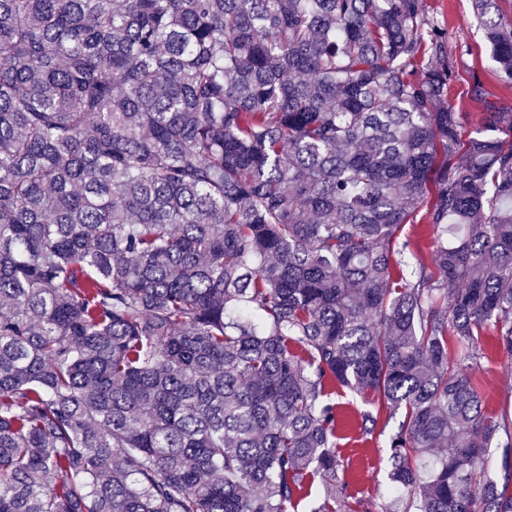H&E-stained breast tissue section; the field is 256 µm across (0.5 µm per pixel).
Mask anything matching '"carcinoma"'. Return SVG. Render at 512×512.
<instances>
[{"label": "carcinoma", "instance_id": "1", "mask_svg": "<svg viewBox=\"0 0 512 512\" xmlns=\"http://www.w3.org/2000/svg\"><path fill=\"white\" fill-rule=\"evenodd\" d=\"M457 75L424 0H0V512H288L314 478L351 512L336 383L401 412L402 512H512L470 374L512 356V102L464 140ZM405 236L410 240L411 246L416 254L428 257L432 248L431 235L425 224H408L405 228Z\"/></svg>", "mask_w": 512, "mask_h": 512}]
</instances>
